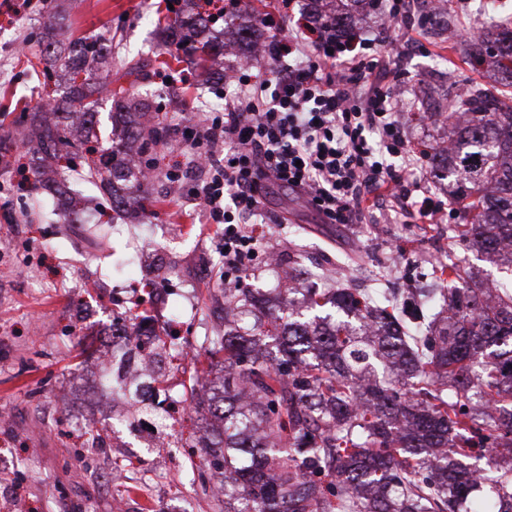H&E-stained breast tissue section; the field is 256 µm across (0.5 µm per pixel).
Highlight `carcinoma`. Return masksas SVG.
<instances>
[{
	"mask_svg": "<svg viewBox=\"0 0 512 512\" xmlns=\"http://www.w3.org/2000/svg\"><path fill=\"white\" fill-rule=\"evenodd\" d=\"M168 45L202 64L224 50L205 36L199 13H178ZM470 59L492 58L512 79V22L470 40ZM53 65L66 72L54 105L33 113L36 143L32 190L49 188L61 152L97 137L101 90L112 84V31L101 42L73 39ZM116 109L138 117L148 99L117 93ZM453 136L441 153L457 181L454 203L476 213L448 232L491 260L512 265V105L481 89L448 98ZM167 131L146 122L127 128L81 180L114 208L137 202L141 168L125 161V143L144 161ZM440 294L421 303L396 296L374 306L351 288H288L270 316L238 322L252 307L274 306L250 288L224 289V332L205 351L224 354V383L211 395L209 371L190 374L189 400L224 422L205 454L224 461V512H512V476L495 498L476 495L486 454L512 445V280L475 282L462 260L436 271Z\"/></svg>",
	"mask_w": 512,
	"mask_h": 512,
	"instance_id": "obj_1",
	"label": "carcinoma"
}]
</instances>
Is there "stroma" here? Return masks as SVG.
Masks as SVG:
<instances>
[{
    "label": "stroma",
    "mask_w": 512,
    "mask_h": 512,
    "mask_svg": "<svg viewBox=\"0 0 512 512\" xmlns=\"http://www.w3.org/2000/svg\"><path fill=\"white\" fill-rule=\"evenodd\" d=\"M479 0H449L446 25L409 31L405 46L404 101L414 147L442 141L447 124L427 121L442 109L449 89L491 85L489 73L460 50L482 20ZM183 0H0V512H224V495L194 442L220 423L207 411L174 414L158 436L143 427L113 432L128 404L111 411L88 410L75 419L80 393L96 386L91 366L98 337L137 315L173 325L183 346L200 351L222 319L217 301L224 261L213 252L220 227L208 223L191 197L199 177L170 193L168 169L187 165L181 131L224 109V85L203 80L185 64L161 69L167 59L157 36ZM277 0H243L226 14L214 36L234 41L238 54L264 42L269 31L255 13H273ZM64 23L74 36L112 34L113 59L135 58L150 73L137 83L120 79L128 95H148L158 121L174 129L171 144L156 151L157 175L146 184L153 201L147 215L131 221L116 214L97 188L83 187L80 207L102 211L111 257L90 244L85 224L59 218L61 198L31 192L35 150L28 134L30 111L59 97L57 81L32 70L49 25ZM458 40H449V32ZM260 252L287 260L303 251L304 265L323 288H395L408 297L435 285L438 262L465 258L486 281L502 267L449 239L444 224L393 222L387 208L365 224H323L286 188L271 187L260 217ZM154 251L153 265L127 268L126 252Z\"/></svg>",
    "instance_id": "35a3bbf8"
}]
</instances>
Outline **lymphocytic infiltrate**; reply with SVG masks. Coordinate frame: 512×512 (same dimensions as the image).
<instances>
[{"label": "lymphocytic infiltrate", "mask_w": 512, "mask_h": 512, "mask_svg": "<svg viewBox=\"0 0 512 512\" xmlns=\"http://www.w3.org/2000/svg\"><path fill=\"white\" fill-rule=\"evenodd\" d=\"M410 0H370L380 35L334 26L303 14L295 30L272 17L264 43L266 69L243 59L223 113L192 130L188 144L206 167L195 191L212 223L223 225L224 282L239 284L258 254L254 228L265 185L298 194L324 224H358L381 198L424 224L447 218L446 203L412 180L416 153L396 102L402 77L382 46L411 19Z\"/></svg>", "instance_id": "f902f5d3"}]
</instances>
